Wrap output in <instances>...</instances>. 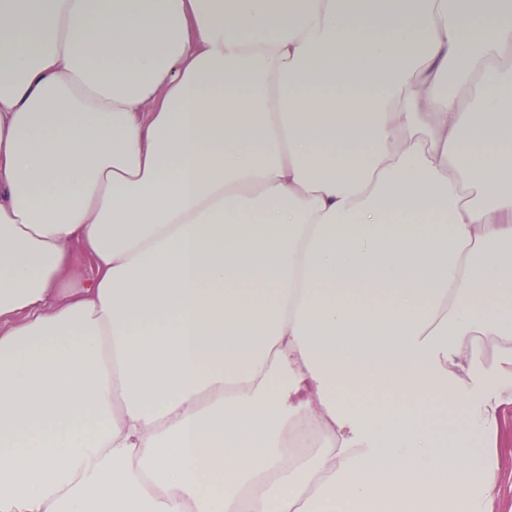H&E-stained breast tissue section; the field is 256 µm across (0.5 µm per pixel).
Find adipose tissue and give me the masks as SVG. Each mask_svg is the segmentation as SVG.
<instances>
[{
	"mask_svg": "<svg viewBox=\"0 0 512 512\" xmlns=\"http://www.w3.org/2000/svg\"><path fill=\"white\" fill-rule=\"evenodd\" d=\"M510 407L512 0H0V512H492Z\"/></svg>",
	"mask_w": 512,
	"mask_h": 512,
	"instance_id": "obj_1",
	"label": "adipose tissue"
}]
</instances>
